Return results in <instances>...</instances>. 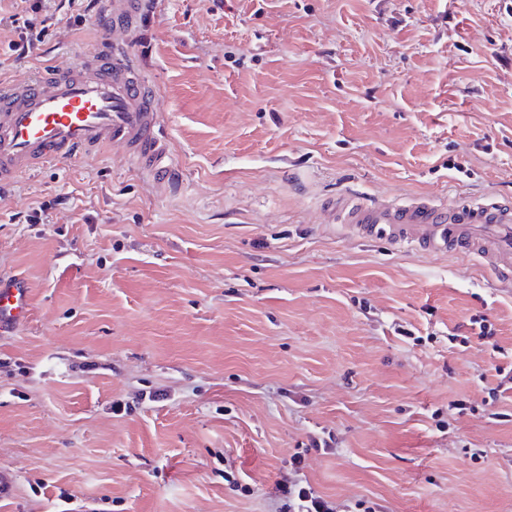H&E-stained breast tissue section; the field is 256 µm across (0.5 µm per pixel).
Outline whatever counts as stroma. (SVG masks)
<instances>
[{"label":"stroma","instance_id":"obj_1","mask_svg":"<svg viewBox=\"0 0 512 512\" xmlns=\"http://www.w3.org/2000/svg\"><path fill=\"white\" fill-rule=\"evenodd\" d=\"M16 2L0 79L105 38L43 0L13 54ZM155 2L133 51L175 180L113 146L0 190V281L30 288L0 332V512H280L299 449L339 512H512V392L488 419L492 345H448L483 315L512 354V280L320 207L512 206V0ZM21 3L29 4L26 7H23L20 12L14 13L9 16L11 19V24L15 33L17 35V40L13 41L10 44V48L15 52H20V55L27 54L33 49L36 45V42H42V37L47 31L46 19L41 20L42 28L37 32L35 31V35L33 30L36 28L33 19L24 16L21 13H24L25 16L29 15L30 11L32 13H37L41 10V1L40 0H21ZM19 16V17H18ZM20 20L22 22L20 23ZM16 24V25H13Z\"/></svg>","mask_w":512,"mask_h":512}]
</instances>
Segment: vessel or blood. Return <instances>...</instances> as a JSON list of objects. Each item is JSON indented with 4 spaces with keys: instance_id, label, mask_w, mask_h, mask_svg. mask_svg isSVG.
Wrapping results in <instances>:
<instances>
[{
    "instance_id": "obj_1",
    "label": "vessel or blood",
    "mask_w": 512,
    "mask_h": 512,
    "mask_svg": "<svg viewBox=\"0 0 512 512\" xmlns=\"http://www.w3.org/2000/svg\"><path fill=\"white\" fill-rule=\"evenodd\" d=\"M105 20L118 39L73 67L47 69L27 80L0 83V183L52 160L121 145L143 173L170 175L162 114L132 52L148 0H108ZM334 222L364 241L385 240L431 254H460L493 271L512 270V209L495 198L463 203L433 196L404 201L327 199ZM29 289L0 283V330L26 320Z\"/></svg>"
}]
</instances>
